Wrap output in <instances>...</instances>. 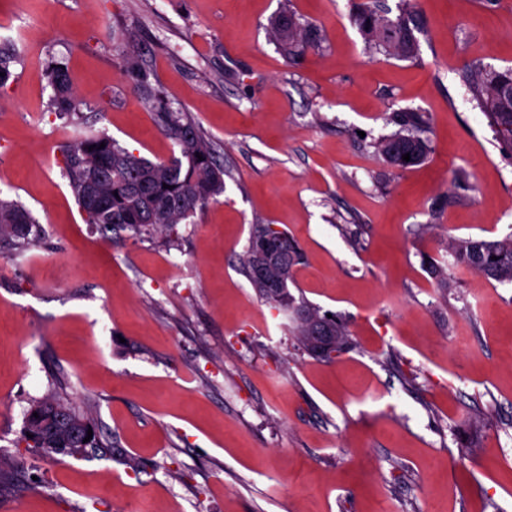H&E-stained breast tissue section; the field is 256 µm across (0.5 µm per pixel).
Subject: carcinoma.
I'll use <instances>...</instances> for the list:
<instances>
[{"label":"carcinoma","mask_w":512,"mask_h":512,"mask_svg":"<svg viewBox=\"0 0 512 512\" xmlns=\"http://www.w3.org/2000/svg\"><path fill=\"white\" fill-rule=\"evenodd\" d=\"M419 0H400L398 14H378L370 5L354 6L352 18L369 47L398 58H411L418 53L413 17ZM270 35L280 53L290 62H296L320 43L319 34L302 26L291 12L278 16L271 25ZM136 33L126 35L123 55V75L132 93L154 112L161 133L170 139L176 154L168 161L153 162L130 152L103 132L91 133L61 146L64 170L69 186L90 224L101 231L116 228L129 230L135 236L162 232L188 219L196 210L224 193V167L216 162L211 142L199 126L186 114L176 111L155 92L150 73L142 66L134 48ZM20 63L15 49L0 44V88L4 87ZM472 100L487 117L490 127L500 142L512 150V68L498 71L482 64H474L464 73ZM49 86L52 91L50 106L61 114L72 115L80 110L70 86L65 67L55 63L49 67ZM393 121L399 130L381 140L378 153L399 172L421 164L428 153V142L418 136L428 121L424 113L410 109L394 112ZM105 147H100V144ZM410 154V160L402 156ZM202 158H197V155ZM98 187V207L86 205L85 193L89 184ZM36 221L19 201L0 196V239L4 238L17 252L31 244L32 228ZM288 267L274 265L269 269L271 280L281 284L274 288L252 280L251 286L259 296L278 310L293 313V331L303 349L311 356L325 359L320 352L324 344H335L338 350L350 344L345 326L331 321L330 330L316 333L315 322L321 319L318 309L304 300L296 301L288 290L293 281V270L302 261L301 251L288 233ZM449 252L455 264L463 266L488 280L512 283V236L502 239H454ZM258 242L250 239L239 257L242 273H247L255 262ZM53 412L63 413L67 420L83 428L95 429L93 418L48 395L35 402L28 412L27 432L39 426L41 417Z\"/></svg>","instance_id":"carcinoma-1"}]
</instances>
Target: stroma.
<instances>
[{
  "label": "stroma",
  "mask_w": 512,
  "mask_h": 512,
  "mask_svg": "<svg viewBox=\"0 0 512 512\" xmlns=\"http://www.w3.org/2000/svg\"><path fill=\"white\" fill-rule=\"evenodd\" d=\"M482 2L420 0L419 54L400 60L366 46L352 0H0L20 56L0 193L38 228L24 253L0 243V512H512V284L448 253L512 235V153L462 77L512 67V0ZM285 9L322 36L294 64L268 36ZM130 30L224 167L218 201L141 237L87 223L60 152L103 131L172 156L121 72ZM53 61L78 114L49 105ZM404 108L426 113L430 151L400 173L376 144ZM255 224L296 240L289 290L350 350L311 358L259 298L238 269ZM55 391L116 455L34 447L27 412Z\"/></svg>",
  "instance_id": "1"
}]
</instances>
